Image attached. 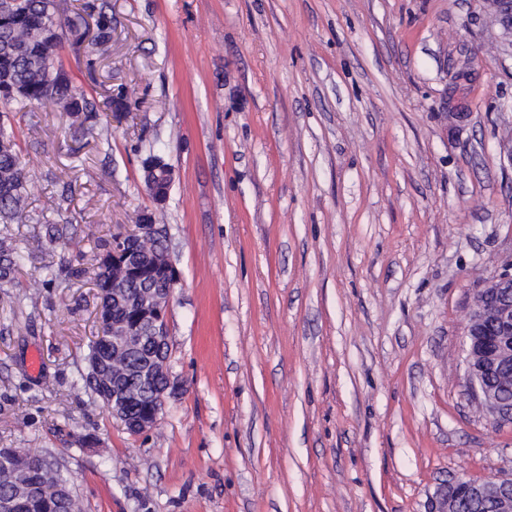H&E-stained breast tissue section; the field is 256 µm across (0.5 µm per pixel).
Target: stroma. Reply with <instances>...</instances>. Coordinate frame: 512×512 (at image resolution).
Returning a JSON list of instances; mask_svg holds the SVG:
<instances>
[{
  "mask_svg": "<svg viewBox=\"0 0 512 512\" xmlns=\"http://www.w3.org/2000/svg\"><path fill=\"white\" fill-rule=\"evenodd\" d=\"M106 3L109 53L62 59L76 94L127 93L109 141L43 106L13 121L30 218L0 237L31 262L0 288V448L61 461L81 512H428L453 474L512 475L462 350L512 264V47L484 0ZM155 148L176 390L134 436L69 393L99 243L153 210Z\"/></svg>",
  "mask_w": 512,
  "mask_h": 512,
  "instance_id": "35a3bbf8",
  "label": "stroma"
}]
</instances>
